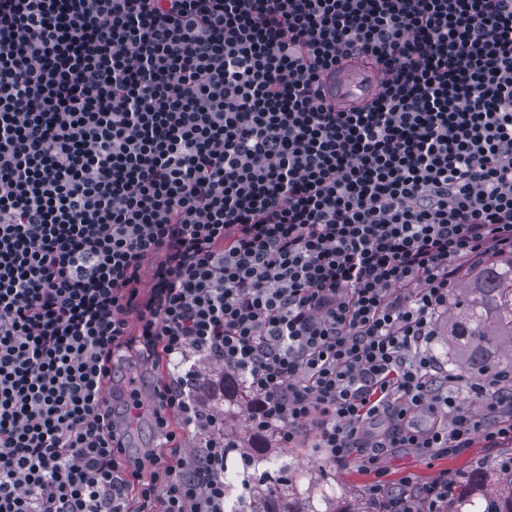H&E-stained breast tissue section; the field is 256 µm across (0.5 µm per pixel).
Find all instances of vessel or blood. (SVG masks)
Returning a JSON list of instances; mask_svg holds the SVG:
<instances>
[{
	"mask_svg": "<svg viewBox=\"0 0 512 512\" xmlns=\"http://www.w3.org/2000/svg\"><path fill=\"white\" fill-rule=\"evenodd\" d=\"M385 72L374 64H343L337 71L329 73L323 80L327 101L346 109L365 104L380 93Z\"/></svg>",
	"mask_w": 512,
	"mask_h": 512,
	"instance_id": "b4317fda",
	"label": "vessel or blood"
}]
</instances>
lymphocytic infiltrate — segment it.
<instances>
[{
    "label": "lymphocytic infiltrate",
    "mask_w": 512,
    "mask_h": 512,
    "mask_svg": "<svg viewBox=\"0 0 512 512\" xmlns=\"http://www.w3.org/2000/svg\"><path fill=\"white\" fill-rule=\"evenodd\" d=\"M351 59L388 79L339 111ZM507 253L512 0H0V512H225L196 357L330 464L508 447L512 387L432 351ZM135 341L170 369L146 461L105 397ZM216 369L212 367L210 372H216ZM221 373L222 379V390H223V398L225 403L228 402L231 405L232 402H238L240 399L251 400L249 393L246 390L245 384L242 381V377L238 372L231 368L220 367L218 369Z\"/></svg>",
    "instance_id": "obj_1"
}]
</instances>
